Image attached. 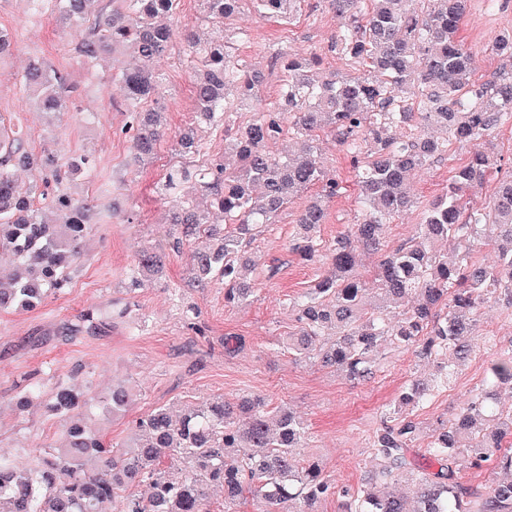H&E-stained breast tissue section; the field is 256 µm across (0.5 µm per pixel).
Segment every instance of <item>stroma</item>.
<instances>
[{"mask_svg":"<svg viewBox=\"0 0 512 512\" xmlns=\"http://www.w3.org/2000/svg\"><path fill=\"white\" fill-rule=\"evenodd\" d=\"M169 23L174 30L170 51L153 64L162 76L159 97L167 108L168 133L151 162L139 167L123 132L128 120L118 80L123 58L86 61L76 51L78 31L59 15L31 14L27 0H0V29L17 39L16 53L0 62V126L23 128L33 152L58 161L89 156L90 166L61 190L92 206L86 247L67 288L36 309L0 312V453L32 466L42 446L63 427L47 399L35 401L26 413L16 411L14 397L29 378L50 386L74 383L93 396L119 378L131 382L136 399L126 415L99 423L114 446L129 444L133 420L155 407L259 395L269 406L284 402L301 416L309 429L308 451L331 482L357 485L374 464L370 443L387 405L408 379L431 372L433 364L412 351L391 350L375 381L356 384L320 364H296L281 351L279 338L295 329L289 299L323 272L320 263L300 264L288 250L305 203L301 197L249 247L260 280L251 302L225 305L219 282L204 290L193 287L187 255L173 250L169 227L161 222L172 198L160 195L158 188L166 170L180 160L176 137L194 110L193 88L181 62L184 36L204 37L211 27L201 0H178ZM238 27L249 29L251 39L235 42V54L261 62L265 98H274L281 83V69L271 62L277 52L320 56L325 72L349 70L346 60L328 51L340 22L326 0H303L293 18L282 21L247 9L227 25L231 31ZM503 30H512V0H497L492 9L486 0H469L460 35L476 56L479 75L506 68V60L487 49L492 36ZM33 60L67 78L72 105L51 127L21 89L22 74ZM319 146L325 168L347 187L327 204L320 237L329 245L356 222L358 203L345 150L329 136L321 137ZM468 156V148L451 147L447 159L417 173L414 193L425 201L440 194ZM144 245L164 253L163 273L126 292L127 275ZM188 307L196 312L192 327L184 314ZM94 308L109 310L108 326L70 331L83 311ZM228 338L239 345L235 354L224 352ZM495 357L494 350L477 349L448 388L417 412L425 434L451 419L480 390Z\"/></svg>","mask_w":512,"mask_h":512,"instance_id":"1","label":"stroma"}]
</instances>
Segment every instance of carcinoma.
Segmentation results:
<instances>
[{"mask_svg": "<svg viewBox=\"0 0 512 512\" xmlns=\"http://www.w3.org/2000/svg\"><path fill=\"white\" fill-rule=\"evenodd\" d=\"M91 2L30 0L36 15L57 11L76 27L87 26L77 49L88 61L134 49L119 83L129 112L125 132L140 165L155 154L166 125L156 98L159 78L148 62L169 50L173 32L165 19L177 0H116L110 12L95 16ZM247 2L266 18L284 20L301 0H202L213 32L204 41L187 36L184 65L195 118L176 142L179 154L201 163L192 170L173 166L165 175L164 186L179 193L166 218L177 226L173 246H192L195 287L221 280L224 302L245 304L257 291L248 244L294 197L316 186L319 193L300 212L292 252L304 263L324 258L326 270L290 300L296 331L282 348L297 364L317 362L362 383L376 379L388 348L430 359L436 371L414 377L385 410L387 420L371 442L376 466L356 487L333 485L317 461L297 454L306 447L303 422L259 397L156 408L135 421V443L126 449L86 426L87 392L59 383L50 404L66 419L59 442L32 468L0 454V512H101L140 485L147 495L125 497L121 512H209L210 486L224 491L226 504L251 494L254 512H314L331 496L345 502L344 512H512V414L500 409L502 391L512 393V344L487 369L482 390L428 435V464L419 465L410 448L422 434L414 413L479 346L496 345L495 337L476 331L483 306L493 300L512 310V173L487 206L468 202L499 169L490 137L512 124V74L476 77L474 54L459 36L468 0H329L345 24L328 51L353 72L317 74L311 66L318 56L280 52L275 60L284 76L276 98L267 101L264 70L233 58L224 41V21ZM488 50L512 59V32L496 34ZM21 84L47 123L68 110L64 77L44 63L30 65ZM252 111L251 121L236 124L237 113ZM220 124L224 152L213 154L201 132ZM321 132L350 157L362 210L361 220L325 249L318 232L326 203L346 187L320 161ZM453 145L470 146L468 161L440 195L419 201L413 175L447 158ZM88 165L86 156L62 165L33 153L20 128L0 140V259L13 264L8 282L0 281V312L33 309L68 283L90 208L48 188ZM19 169L38 172L44 189L22 185ZM38 197L60 213V222L39 217ZM415 208L421 209L416 233L383 256L373 278H363L362 254L381 250L387 224ZM484 245L496 253L492 265L476 256ZM161 268L160 254L139 250L131 286ZM107 320L104 310H87L71 330ZM42 394V383L30 381L17 395L18 410ZM130 400L129 388L114 384L100 407L115 415ZM463 463L488 471L484 490L458 481Z\"/></svg>", "mask_w": 512, "mask_h": 512, "instance_id": "cac0c4a2", "label": "carcinoma"}]
</instances>
